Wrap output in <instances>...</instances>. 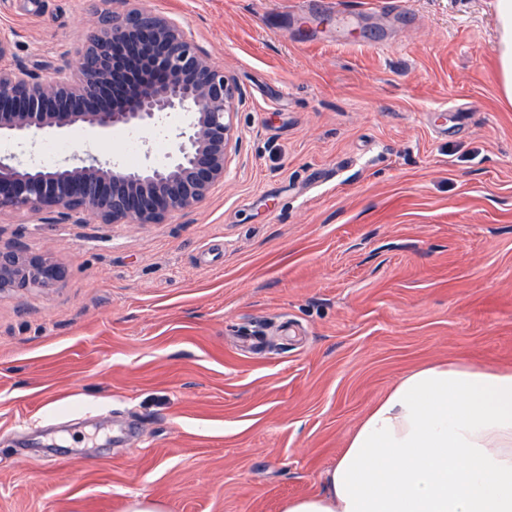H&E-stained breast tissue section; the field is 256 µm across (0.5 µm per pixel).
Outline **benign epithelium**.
<instances>
[{
    "instance_id": "1",
    "label": "benign epithelium",
    "mask_w": 512,
    "mask_h": 512,
    "mask_svg": "<svg viewBox=\"0 0 512 512\" xmlns=\"http://www.w3.org/2000/svg\"><path fill=\"white\" fill-rule=\"evenodd\" d=\"M146 37L153 43L148 61L151 87L123 106L85 102L88 86L115 93L114 67L94 74L84 66L93 42L120 49L134 28L123 18L95 28L77 52V62L54 68L43 77L25 68L0 69V137L24 145L38 132L85 126L149 130L172 112L185 114L167 161L150 154L135 168L96 158L64 160L52 166L26 168L16 156L0 157V213L29 210L43 224L59 218L75 223L161 224L167 216L194 208L224 181L232 140L233 90L224 70L215 66L185 31L168 18L145 13ZM65 269L47 254L0 249V293L51 288Z\"/></svg>"
}]
</instances>
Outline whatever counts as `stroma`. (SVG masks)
Masks as SVG:
<instances>
[{"label": "stroma", "instance_id": "35a3bbf8", "mask_svg": "<svg viewBox=\"0 0 512 512\" xmlns=\"http://www.w3.org/2000/svg\"><path fill=\"white\" fill-rule=\"evenodd\" d=\"M140 0L235 91L223 184L161 224L0 215L57 286L0 294V512H280L406 373L512 367V108L492 0ZM129 0H0L49 75ZM123 132L74 155L125 162ZM135 423L132 440L111 441ZM295 12L302 20L319 13H328L335 17L336 27L341 30H347L350 23V16L340 7V4L337 0L321 1L314 6H311L309 1L303 0Z\"/></svg>", "mask_w": 512, "mask_h": 512}]
</instances>
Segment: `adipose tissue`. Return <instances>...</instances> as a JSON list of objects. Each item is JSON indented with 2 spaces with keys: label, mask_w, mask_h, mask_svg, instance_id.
<instances>
[{
  "label": "adipose tissue",
  "mask_w": 512,
  "mask_h": 512,
  "mask_svg": "<svg viewBox=\"0 0 512 512\" xmlns=\"http://www.w3.org/2000/svg\"><path fill=\"white\" fill-rule=\"evenodd\" d=\"M497 78L512 104V0H494ZM281 512H512V368L423 365L367 411L320 491Z\"/></svg>",
  "instance_id": "ef3b65f1"
}]
</instances>
